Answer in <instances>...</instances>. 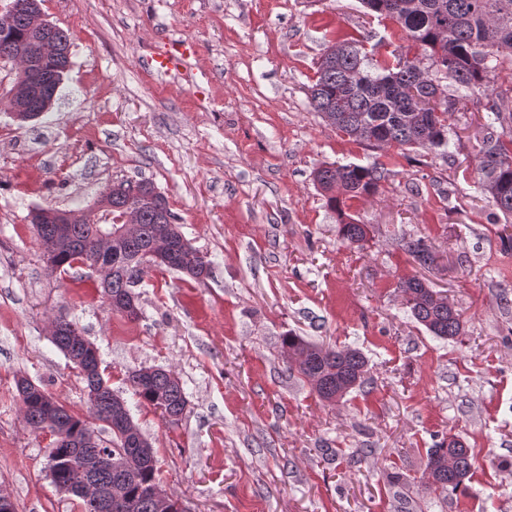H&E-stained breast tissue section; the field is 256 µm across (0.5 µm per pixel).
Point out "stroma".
<instances>
[{"label": "stroma", "instance_id": "35a3bbf8", "mask_svg": "<svg viewBox=\"0 0 512 512\" xmlns=\"http://www.w3.org/2000/svg\"><path fill=\"white\" fill-rule=\"evenodd\" d=\"M70 37L50 108L20 123L17 77L0 61V488L15 512H82L49 477L51 438L28 427L16 389L41 385L87 414L84 383L51 322H77L101 371L152 443L160 482L188 512H512V249L475 183L481 104L451 118L450 157L372 148L336 132L307 92L323 52L356 40L369 60L410 52L399 23L361 0H44ZM195 43L180 73L151 69L163 42ZM378 166L377 195L347 201L369 228L342 241L313 182L328 165ZM151 181L210 263L204 282L147 268L140 317L113 314L97 275L49 272L30 223L37 207L92 208L122 180ZM423 239L434 261L404 250ZM417 277L461 315L453 340L408 311ZM368 361L336 404L289 372L285 334ZM142 367L174 370L177 421L142 403ZM461 440L463 484L419 482L430 448Z\"/></svg>", "mask_w": 512, "mask_h": 512}]
</instances>
